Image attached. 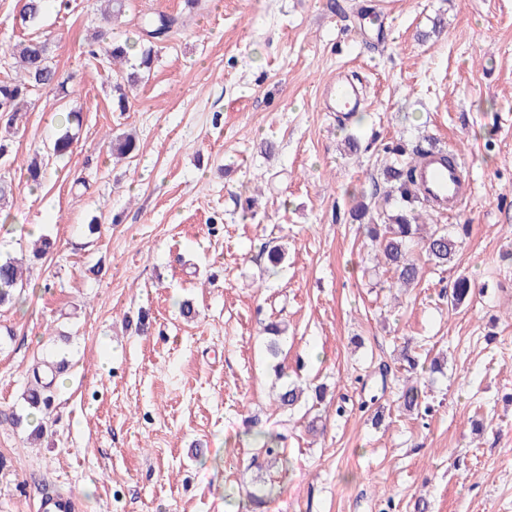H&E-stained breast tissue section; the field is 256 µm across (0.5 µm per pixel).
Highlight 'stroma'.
Listing matches in <instances>:
<instances>
[{
    "label": "stroma",
    "mask_w": 512,
    "mask_h": 512,
    "mask_svg": "<svg viewBox=\"0 0 512 512\" xmlns=\"http://www.w3.org/2000/svg\"><path fill=\"white\" fill-rule=\"evenodd\" d=\"M104 8L49 0L34 31L68 94L32 90L17 129L0 124L17 154L0 160V256L27 257L34 229L54 242L0 308V512L51 494L78 512H512V0H127L110 24ZM158 12L183 24L113 111L88 46ZM24 33L0 0V80L21 77L8 46ZM341 69L366 91L348 120L320 105ZM69 111L82 124L58 159ZM122 133L140 149L119 161ZM418 144L454 151L472 192L456 214L416 213L469 230L454 263L424 264L405 290L350 213L383 202L393 148ZM461 275L478 293L454 309ZM271 321L288 336L275 359ZM62 336L63 383L34 439L15 419ZM406 343L442 372L401 370ZM277 363L325 400L283 413ZM408 377L429 414L400 408ZM256 480L273 487L258 510Z\"/></svg>",
    "instance_id": "stroma-1"
}]
</instances>
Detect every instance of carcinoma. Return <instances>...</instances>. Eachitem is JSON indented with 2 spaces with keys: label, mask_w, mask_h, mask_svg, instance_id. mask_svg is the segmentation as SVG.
<instances>
[{
  "label": "carcinoma",
  "mask_w": 512,
  "mask_h": 512,
  "mask_svg": "<svg viewBox=\"0 0 512 512\" xmlns=\"http://www.w3.org/2000/svg\"><path fill=\"white\" fill-rule=\"evenodd\" d=\"M46 0H17L18 16L23 25H34L44 11ZM182 25L180 18L169 15L145 17L141 21V45L139 64L128 71L120 73L112 86L113 107L121 112L126 111L133 98V92L144 79V73L151 69L155 54V43L162 41L175 33ZM9 50L23 71L19 80L0 82V119L7 128L14 127L22 112L24 103L30 91L36 87L55 88L63 90L67 81L52 62L49 50V40L42 37L22 38L12 45ZM133 46L128 42H100L91 51L94 56H100L114 65L122 64ZM81 113L70 111L65 116V131L53 142L51 151L57 157L68 155L75 140L71 127L80 125ZM425 152L421 145L416 146L407 161H398L384 169L386 182L393 184L394 190L403 200L419 199L421 195L414 181V163ZM27 181L32 187L40 186L45 179V167L38 159H33L26 165ZM380 222H370L365 225L367 237L375 251L383 258L385 264L393 271L395 284L406 288L415 283L420 275L419 259L415 250L420 252L437 267H443L451 262L459 243V237L448 232L446 228H436L423 235L418 224L419 215L412 211L400 210L392 215L379 216ZM25 281L21 265L13 258L0 260V306L14 303L20 296ZM472 294L470 281L465 277L458 278L453 284L448 297V304L457 308ZM265 331L270 335L267 342L268 354L276 358L282 351L281 342L285 339V329L277 323L266 326ZM43 368L33 369L35 384L24 397L28 409L38 413H48L54 404L53 383L45 380ZM303 394L300 386L285 383L281 386L277 405L281 409L295 406ZM400 405L407 411L419 409L421 399L417 387L405 386L400 391Z\"/></svg>",
  "instance_id": "1"
}]
</instances>
